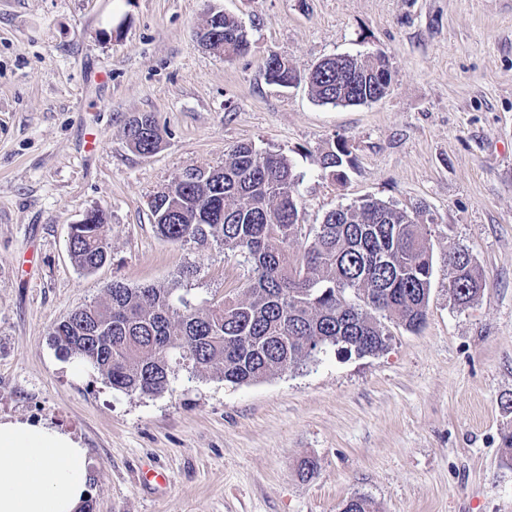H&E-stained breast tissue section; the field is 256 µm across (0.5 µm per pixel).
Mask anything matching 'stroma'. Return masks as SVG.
<instances>
[{
  "instance_id": "1",
  "label": "stroma",
  "mask_w": 512,
  "mask_h": 512,
  "mask_svg": "<svg viewBox=\"0 0 512 512\" xmlns=\"http://www.w3.org/2000/svg\"><path fill=\"white\" fill-rule=\"evenodd\" d=\"M215 9L245 25L247 52L202 46ZM272 53L303 74L381 54L391 86L322 105L267 82ZM141 113L162 133L148 156L126 143ZM340 137L342 186L320 165ZM240 143L288 158L309 227L364 195L425 204L424 325L250 384L182 371L159 396L76 369L50 333L112 281L173 283L201 306L242 296L250 265L164 239L150 209ZM99 207L110 253L88 274L70 226ZM452 244L486 275L466 307L448 292ZM0 418L81 440L93 512H340L357 493L376 512H512V0H0ZM147 466L169 483L146 489Z\"/></svg>"
}]
</instances>
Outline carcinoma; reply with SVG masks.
<instances>
[{"instance_id": "obj_1", "label": "carcinoma", "mask_w": 512, "mask_h": 512, "mask_svg": "<svg viewBox=\"0 0 512 512\" xmlns=\"http://www.w3.org/2000/svg\"><path fill=\"white\" fill-rule=\"evenodd\" d=\"M211 26L224 55L248 44L237 19L218 10ZM290 69L264 62L268 82L287 87ZM383 56H337L307 76L311 96L333 106L381 100L389 91ZM128 147L154 153L162 142L155 117L143 113L127 126ZM321 167L344 184L351 164L346 142L325 152ZM300 175L279 153L249 143L233 147L224 165L186 170L150 202L160 235L174 243L224 247L251 266L245 297L206 308L173 287L131 288L115 280L107 299L75 309L54 326L56 346L96 370L115 390L161 395L179 371L214 372L232 384L259 382L326 346L359 356L389 346L385 321L410 331L426 321L433 276L432 246L424 228L426 207L399 208L379 198L328 211L299 242ZM106 211L73 225L69 252L90 273L108 258ZM450 293L459 306L475 302L485 276L469 249L448 248ZM340 512H374L355 494Z\"/></svg>"}]
</instances>
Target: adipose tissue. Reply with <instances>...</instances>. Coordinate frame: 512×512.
Wrapping results in <instances>:
<instances>
[{"mask_svg": "<svg viewBox=\"0 0 512 512\" xmlns=\"http://www.w3.org/2000/svg\"><path fill=\"white\" fill-rule=\"evenodd\" d=\"M87 450L50 423L0 419V512H80Z\"/></svg>", "mask_w": 512, "mask_h": 512, "instance_id": "obj_1", "label": "adipose tissue"}]
</instances>
